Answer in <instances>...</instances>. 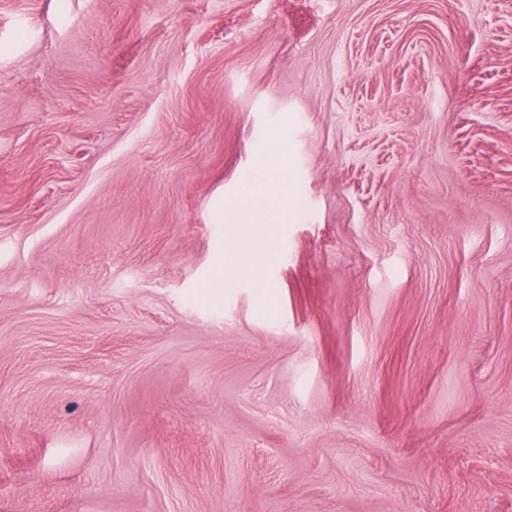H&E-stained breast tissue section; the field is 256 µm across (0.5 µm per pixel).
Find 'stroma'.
<instances>
[{
	"instance_id": "1",
	"label": "stroma",
	"mask_w": 512,
	"mask_h": 512,
	"mask_svg": "<svg viewBox=\"0 0 512 512\" xmlns=\"http://www.w3.org/2000/svg\"><path fill=\"white\" fill-rule=\"evenodd\" d=\"M0 512H512V0H0ZM282 171L280 159L271 156L265 167L256 174L253 182L264 189L263 212L270 218L277 217L282 209L281 187L284 184Z\"/></svg>"
}]
</instances>
